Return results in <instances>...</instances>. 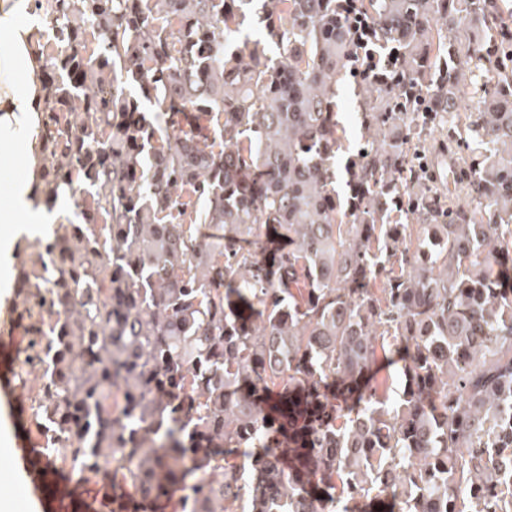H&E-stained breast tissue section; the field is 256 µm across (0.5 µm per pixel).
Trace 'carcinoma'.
<instances>
[{"label": "carcinoma", "instance_id": "cac0c4a2", "mask_svg": "<svg viewBox=\"0 0 512 512\" xmlns=\"http://www.w3.org/2000/svg\"><path fill=\"white\" fill-rule=\"evenodd\" d=\"M502 2L261 0L254 39L252 0H46L41 192L74 219L17 246V376L101 512H512ZM476 70L437 206L411 147ZM394 350L390 404L359 381ZM357 91L353 87L339 86L337 94L338 119L346 133L342 141V149L338 152V160L341 166L344 165L347 157L354 154L360 143L364 142L363 130L357 117Z\"/></svg>", "mask_w": 512, "mask_h": 512}]
</instances>
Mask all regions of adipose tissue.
<instances>
[{
    "label": "adipose tissue",
    "instance_id": "1",
    "mask_svg": "<svg viewBox=\"0 0 512 512\" xmlns=\"http://www.w3.org/2000/svg\"><path fill=\"white\" fill-rule=\"evenodd\" d=\"M44 20L35 0H0V157L23 160L25 171L0 202V251L27 224H56L39 188L44 174L42 113L45 61L34 41Z\"/></svg>",
    "mask_w": 512,
    "mask_h": 512
}]
</instances>
